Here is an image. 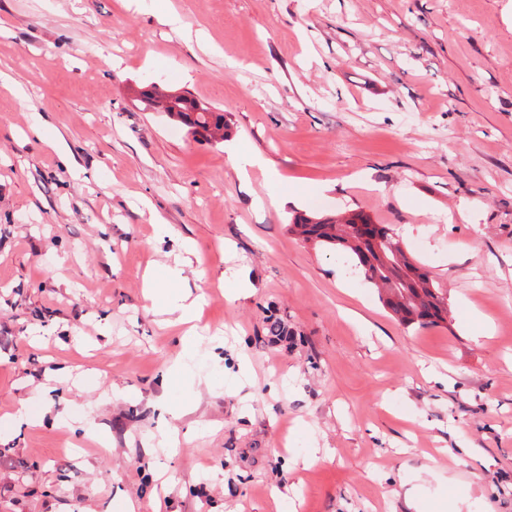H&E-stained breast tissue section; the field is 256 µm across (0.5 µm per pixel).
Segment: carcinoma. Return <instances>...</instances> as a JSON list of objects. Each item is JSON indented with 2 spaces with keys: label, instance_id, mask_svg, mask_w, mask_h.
<instances>
[{
  "label": "carcinoma",
  "instance_id": "1",
  "mask_svg": "<svg viewBox=\"0 0 512 512\" xmlns=\"http://www.w3.org/2000/svg\"><path fill=\"white\" fill-rule=\"evenodd\" d=\"M174 119L208 142L221 143L230 136V125L224 113L213 111L189 97L180 105ZM358 220L371 223L368 216L359 212L343 218L297 213L290 219L289 229L305 243L344 251L401 324L423 327L445 321L448 316L445 293L407 256L402 242L390 229L378 226L381 236L378 242L349 240L344 226ZM265 329L268 335L279 339L289 336L288 323L275 313L266 316Z\"/></svg>",
  "mask_w": 512,
  "mask_h": 512
}]
</instances>
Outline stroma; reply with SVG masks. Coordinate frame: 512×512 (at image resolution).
I'll use <instances>...</instances> for the list:
<instances>
[{
	"instance_id": "35a3bbf8",
	"label": "stroma",
	"mask_w": 512,
	"mask_h": 512,
	"mask_svg": "<svg viewBox=\"0 0 512 512\" xmlns=\"http://www.w3.org/2000/svg\"><path fill=\"white\" fill-rule=\"evenodd\" d=\"M0 71L26 90L0 87V512H512V0H0ZM151 82L230 137L143 110ZM352 210L446 291L445 324L402 325L288 230ZM186 245L223 339L174 375L142 276ZM185 99L189 105L179 104L181 110L169 114L174 115L173 118L186 126L195 137L200 136L208 142L221 143L230 136V125L225 119L224 112L213 111L195 99ZM216 133L220 134L219 137Z\"/></svg>"
}]
</instances>
